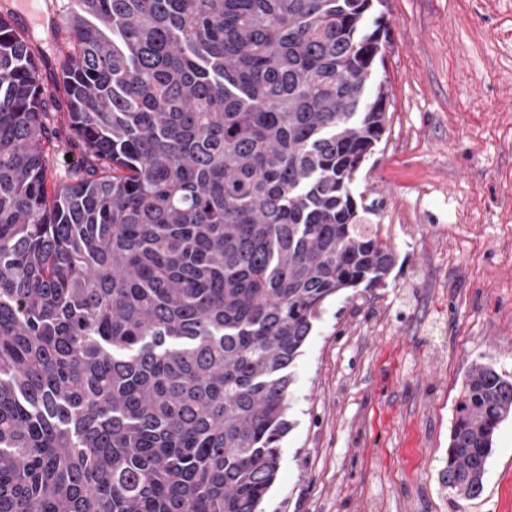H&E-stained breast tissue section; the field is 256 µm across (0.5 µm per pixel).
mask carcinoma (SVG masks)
Masks as SVG:
<instances>
[{
  "label": "carcinoma",
  "mask_w": 512,
  "mask_h": 512,
  "mask_svg": "<svg viewBox=\"0 0 512 512\" xmlns=\"http://www.w3.org/2000/svg\"><path fill=\"white\" fill-rule=\"evenodd\" d=\"M382 0H67L48 187L0 14V512H261L324 303L395 264L354 175L388 123ZM512 378L467 376L441 481L481 495ZM53 72L45 71L44 80L47 88L51 89L54 93L55 100L52 105L47 109L45 115V123L48 126L49 131H59L60 138H56L55 135L50 137V141L46 143L49 149L48 159L50 165V182L48 186L62 181L68 178L70 172L83 163L82 156L73 150H69L64 142V134L61 130V118L63 117L62 112L65 111V99L62 87L56 89L52 83L54 81ZM66 154H70L71 161H67Z\"/></svg>",
  "instance_id": "obj_1"
}]
</instances>
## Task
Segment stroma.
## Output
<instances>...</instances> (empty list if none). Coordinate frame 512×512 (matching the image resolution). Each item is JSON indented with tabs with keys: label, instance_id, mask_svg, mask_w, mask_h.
I'll return each instance as SVG.
<instances>
[{
	"label": "stroma",
	"instance_id": "stroma-1",
	"mask_svg": "<svg viewBox=\"0 0 512 512\" xmlns=\"http://www.w3.org/2000/svg\"><path fill=\"white\" fill-rule=\"evenodd\" d=\"M390 128L352 193L395 254L325 302L263 512H512V417L482 494L440 480L463 381L512 377V0H384Z\"/></svg>",
	"mask_w": 512,
	"mask_h": 512
}]
</instances>
